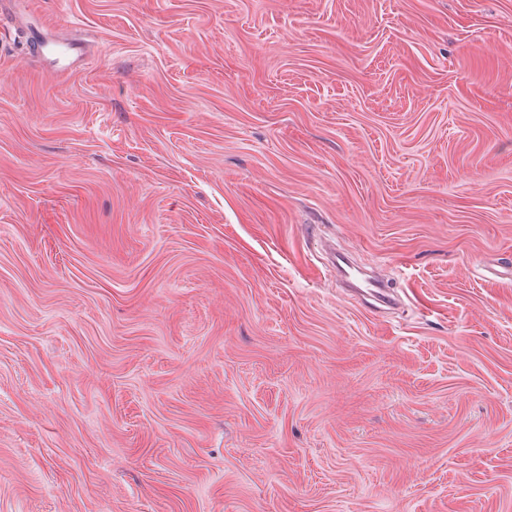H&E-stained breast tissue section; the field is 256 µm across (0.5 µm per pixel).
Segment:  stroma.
<instances>
[{
    "instance_id": "1",
    "label": "stroma",
    "mask_w": 512,
    "mask_h": 512,
    "mask_svg": "<svg viewBox=\"0 0 512 512\" xmlns=\"http://www.w3.org/2000/svg\"><path fill=\"white\" fill-rule=\"evenodd\" d=\"M1 10L0 512H512V0Z\"/></svg>"
}]
</instances>
